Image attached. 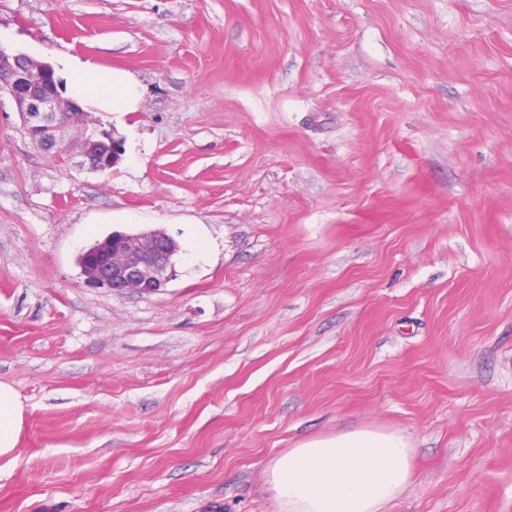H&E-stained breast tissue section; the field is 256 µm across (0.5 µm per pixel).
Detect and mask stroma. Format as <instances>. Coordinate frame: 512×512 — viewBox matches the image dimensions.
Returning a JSON list of instances; mask_svg holds the SVG:
<instances>
[{
    "instance_id": "obj_1",
    "label": "stroma",
    "mask_w": 512,
    "mask_h": 512,
    "mask_svg": "<svg viewBox=\"0 0 512 512\" xmlns=\"http://www.w3.org/2000/svg\"><path fill=\"white\" fill-rule=\"evenodd\" d=\"M0 44L122 67L105 173L0 96V512H274L301 439L403 432L385 512H512V0H0ZM132 213L155 294L92 289ZM176 251L175 240L162 230L114 232L84 250L79 265L92 288L152 294L169 279L166 272ZM25 407L12 386L0 382V459L15 455Z\"/></svg>"
}]
</instances>
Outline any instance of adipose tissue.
Segmentation results:
<instances>
[{
    "label": "adipose tissue",
    "instance_id": "1",
    "mask_svg": "<svg viewBox=\"0 0 512 512\" xmlns=\"http://www.w3.org/2000/svg\"><path fill=\"white\" fill-rule=\"evenodd\" d=\"M56 75L67 96L98 112L137 111L141 86L132 73L81 60ZM25 407L0 382V459L12 458ZM413 477V450L397 430L360 427L308 438L274 457L265 490L275 512H383Z\"/></svg>",
    "mask_w": 512,
    "mask_h": 512
}]
</instances>
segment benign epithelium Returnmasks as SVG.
Listing matches in <instances>:
<instances>
[{"instance_id": "benign-epithelium-1", "label": "benign epithelium", "mask_w": 512, "mask_h": 512, "mask_svg": "<svg viewBox=\"0 0 512 512\" xmlns=\"http://www.w3.org/2000/svg\"><path fill=\"white\" fill-rule=\"evenodd\" d=\"M52 68L24 53L0 45V93L14 101L25 133L35 143L63 155L64 166L105 172L119 160L117 143L105 131L82 138L73 152L62 135L65 126L83 119L80 106L52 87ZM177 251L175 240L162 230L135 234L114 232L79 256L88 285L112 292L152 294L169 279L167 269Z\"/></svg>"}]
</instances>
